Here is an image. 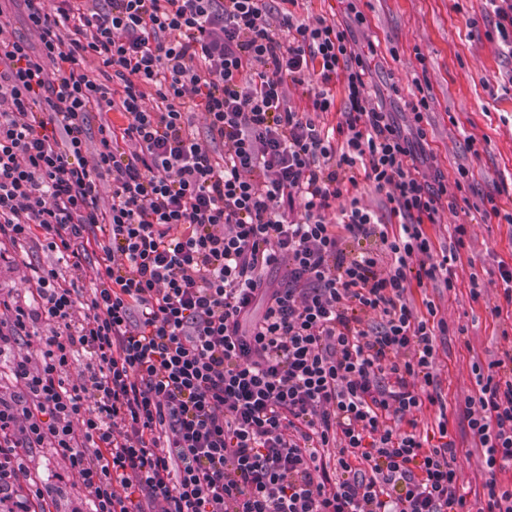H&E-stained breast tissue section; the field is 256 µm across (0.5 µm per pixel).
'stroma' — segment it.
Segmentation results:
<instances>
[{"mask_svg": "<svg viewBox=\"0 0 512 512\" xmlns=\"http://www.w3.org/2000/svg\"><path fill=\"white\" fill-rule=\"evenodd\" d=\"M355 5L365 21L354 26L356 51L375 47L370 57L371 89L380 92L386 109L408 123L404 102L415 91L412 80L425 75L430 101L429 147L435 166L454 176L457 166L473 173L470 201L494 196L502 210L512 212V93L501 88L512 71L508 54L495 31L496 17L485 0H300L299 18L322 15L343 18ZM398 91H391V84ZM484 137L478 153L467 148L468 136ZM467 224L469 240L457 265L456 288L414 289L415 300H433L439 317L448 323L446 336L437 339L433 373L447 407L448 428L456 443L455 465L461 491H481L487 478L484 455L473 442L464 419L466 402L477 391L471 372L475 361L501 358L506 347L501 334L512 320L495 317L502 304L497 281L498 263L512 264V223L482 212L443 213L442 221L428 225L436 248L448 246V227ZM26 263L0 260V298L29 299L26 282L29 264L53 265L54 253L40 242L30 243ZM485 283L479 300L469 296V277Z\"/></svg>", "mask_w": 512, "mask_h": 512, "instance_id": "35a3bbf8", "label": "stroma"}]
</instances>
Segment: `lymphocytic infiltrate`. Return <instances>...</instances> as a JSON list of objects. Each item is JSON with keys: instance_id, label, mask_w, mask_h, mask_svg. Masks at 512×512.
I'll return each mask as SVG.
<instances>
[{"instance_id": "obj_1", "label": "lymphocytic infiltrate", "mask_w": 512, "mask_h": 512, "mask_svg": "<svg viewBox=\"0 0 512 512\" xmlns=\"http://www.w3.org/2000/svg\"><path fill=\"white\" fill-rule=\"evenodd\" d=\"M21 2L39 44L0 7V259L36 240L62 264L31 265V303L0 321V352L54 325L0 393V512H51L63 494L30 470L35 448L67 462L90 512H472L447 417L434 444L414 419L443 404L448 323L409 299L455 287L468 229L439 250L426 227L457 212L471 173L422 174L426 96L407 129L373 104L363 16ZM362 179L386 216L354 196ZM471 369L486 512H512L495 479L512 470V346Z\"/></svg>"}]
</instances>
